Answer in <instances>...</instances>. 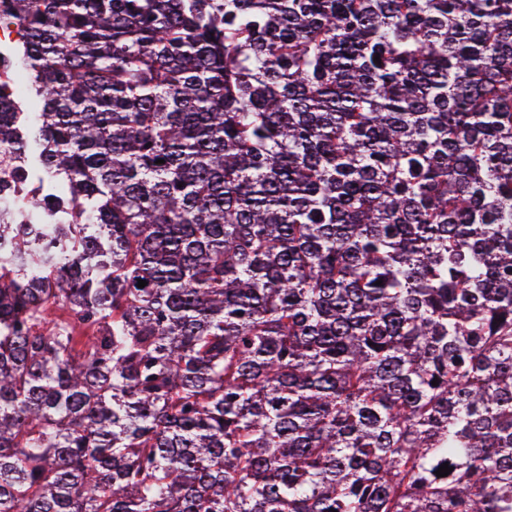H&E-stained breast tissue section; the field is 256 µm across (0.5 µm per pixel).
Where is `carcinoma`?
<instances>
[{"instance_id": "cac0c4a2", "label": "carcinoma", "mask_w": 512, "mask_h": 512, "mask_svg": "<svg viewBox=\"0 0 512 512\" xmlns=\"http://www.w3.org/2000/svg\"><path fill=\"white\" fill-rule=\"evenodd\" d=\"M8 22L0 512H512V0ZM14 74L15 83L13 98L16 102V106L20 112H35L30 106V95L25 81V70L19 56H17V68Z\"/></svg>"}]
</instances>
